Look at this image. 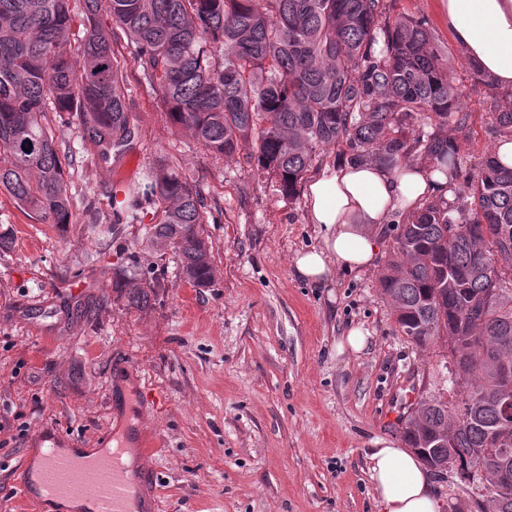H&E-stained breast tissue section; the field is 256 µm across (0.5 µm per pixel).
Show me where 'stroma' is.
Returning <instances> with one entry per match:
<instances>
[{
  "label": "stroma",
  "mask_w": 512,
  "mask_h": 512,
  "mask_svg": "<svg viewBox=\"0 0 512 512\" xmlns=\"http://www.w3.org/2000/svg\"><path fill=\"white\" fill-rule=\"evenodd\" d=\"M426 19L467 94L468 122L448 125L467 167L496 144L469 61L444 23L443 0H398ZM139 140L120 166L61 129L59 155L74 223L39 221L0 192V512H45L20 499L14 472L34 456L44 428L75 448H98L138 409V427L161 443L145 458L160 512H376L367 455L377 441L403 445L419 398L453 401L444 342L417 346L398 328L379 277L396 260L393 213L377 230L373 266L336 268L330 281L300 277L297 254L322 246L304 196L289 199L243 154L221 157L174 128L159 93L130 73ZM195 182L216 270L210 287L183 279L176 248L147 232L155 205L134 224L112 223L116 185L141 180L157 159ZM137 265L164 286L146 308L117 288ZM366 345H345L351 329ZM449 512L487 504L457 472L434 477Z\"/></svg>",
  "instance_id": "stroma-1"
}]
</instances>
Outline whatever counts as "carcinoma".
<instances>
[{"label": "carcinoma", "instance_id": "carcinoma-1", "mask_svg": "<svg viewBox=\"0 0 512 512\" xmlns=\"http://www.w3.org/2000/svg\"><path fill=\"white\" fill-rule=\"evenodd\" d=\"M396 0H0V191L52 224L74 207L49 112L66 113L81 146L117 164L133 148L124 85L128 63L158 87L170 122L209 152L248 149L256 170L290 199L317 152L340 143L347 161L396 169L425 162L459 186L456 201H425L397 226L399 260L381 293L401 331L419 346L444 337L457 400L422 399L404 439L442 474L448 459L483 488L491 512H512L498 477L512 449V167L489 148L473 169L441 127L465 126L455 83L427 22L394 13ZM132 47L113 48L114 30ZM489 111L500 141H512V105ZM112 223L131 224L157 204L152 246L175 247L183 278L214 282L201 233L196 185L159 161L122 189ZM130 307L144 308L159 283L123 274Z\"/></svg>", "mask_w": 512, "mask_h": 512}]
</instances>
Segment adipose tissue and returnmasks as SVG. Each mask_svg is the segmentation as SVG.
Returning a JSON list of instances; mask_svg holds the SVG:
<instances>
[{"label":"adipose tissue","mask_w":512,"mask_h":512,"mask_svg":"<svg viewBox=\"0 0 512 512\" xmlns=\"http://www.w3.org/2000/svg\"><path fill=\"white\" fill-rule=\"evenodd\" d=\"M444 2L446 25L455 42L496 88L512 91V0ZM451 197L445 176L421 166H328L305 192L309 221L320 226L324 246L298 254L295 270L304 279L322 283L334 267L372 266L378 253L375 231L391 213ZM368 458L379 512H444L446 504L413 450L385 441L371 449Z\"/></svg>","instance_id":"adipose-tissue-1"}]
</instances>
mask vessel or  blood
I'll use <instances>...</instances> for the list:
<instances>
[{
  "instance_id": "vessel-or-blood-1",
  "label": "vessel or blood",
  "mask_w": 512,
  "mask_h": 512,
  "mask_svg": "<svg viewBox=\"0 0 512 512\" xmlns=\"http://www.w3.org/2000/svg\"><path fill=\"white\" fill-rule=\"evenodd\" d=\"M40 445L44 454L39 473L25 466L16 473L22 498H30L38 486L51 496L87 502L90 512H131L130 503L140 501L145 491L155 486L149 468L133 470L119 465L113 451L99 456L67 451L45 439Z\"/></svg>"
}]
</instances>
